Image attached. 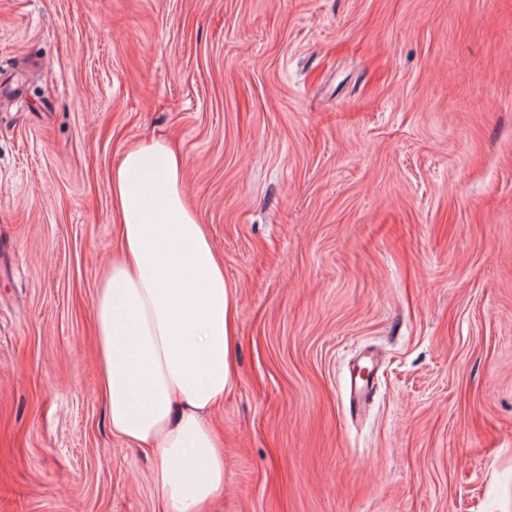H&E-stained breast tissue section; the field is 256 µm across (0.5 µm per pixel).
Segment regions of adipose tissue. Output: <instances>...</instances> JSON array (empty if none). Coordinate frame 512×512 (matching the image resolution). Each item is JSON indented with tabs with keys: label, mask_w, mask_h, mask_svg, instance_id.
Segmentation results:
<instances>
[{
	"label": "adipose tissue",
	"mask_w": 512,
	"mask_h": 512,
	"mask_svg": "<svg viewBox=\"0 0 512 512\" xmlns=\"http://www.w3.org/2000/svg\"><path fill=\"white\" fill-rule=\"evenodd\" d=\"M165 137L127 148L109 193L121 249L93 300L97 390L114 435L156 452L166 512L224 495L210 423L231 383L238 307Z\"/></svg>",
	"instance_id": "ef3b65f1"
}]
</instances>
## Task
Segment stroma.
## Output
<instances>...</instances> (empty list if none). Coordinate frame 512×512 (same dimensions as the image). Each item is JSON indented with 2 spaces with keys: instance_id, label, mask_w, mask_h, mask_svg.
<instances>
[{
  "instance_id": "35a3bbf8",
  "label": "stroma",
  "mask_w": 512,
  "mask_h": 512,
  "mask_svg": "<svg viewBox=\"0 0 512 512\" xmlns=\"http://www.w3.org/2000/svg\"><path fill=\"white\" fill-rule=\"evenodd\" d=\"M159 132L239 309L220 512H512V0H0V512H163L92 330Z\"/></svg>"
}]
</instances>
